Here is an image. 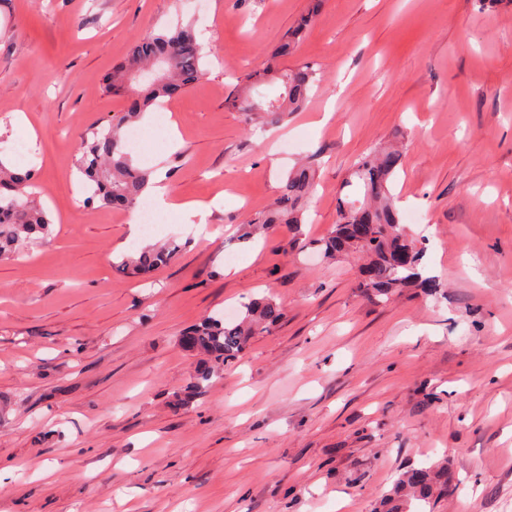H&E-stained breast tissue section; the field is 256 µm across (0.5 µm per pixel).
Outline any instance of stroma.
Returning <instances> with one entry per match:
<instances>
[{"mask_svg": "<svg viewBox=\"0 0 512 512\" xmlns=\"http://www.w3.org/2000/svg\"><path fill=\"white\" fill-rule=\"evenodd\" d=\"M307 0H0V159L25 139L49 244L0 260V512H377L409 468L448 464L414 512H512V0H326L298 55L305 108L263 129L224 107ZM193 24L203 79L170 99L179 136L138 157L175 203L155 234L92 208L82 133L126 109L112 69L151 31ZM404 150L391 185L437 292L369 299L354 256L324 258L353 164ZM312 162L301 229L243 239ZM149 279L114 262L169 240ZM273 296L203 393L183 330Z\"/></svg>", "mask_w": 512, "mask_h": 512, "instance_id": "35a3bbf8", "label": "stroma"}]
</instances>
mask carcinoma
I'll return each mask as SVG.
<instances>
[{
  "mask_svg": "<svg viewBox=\"0 0 512 512\" xmlns=\"http://www.w3.org/2000/svg\"><path fill=\"white\" fill-rule=\"evenodd\" d=\"M322 0H310L307 13L281 37L262 68L238 78L228 104L250 120L274 127L301 111L317 82L321 64L299 60L297 52L312 22L319 15ZM206 53L195 38L191 25H178L168 32L150 33L138 39L126 61L112 70L108 90L131 96L127 111L112 116L108 125L80 137L77 170L89 191L87 203L100 207L136 208L146 191L152 170L134 163L126 143V129L143 113L179 94L206 74ZM278 85L282 91L258 102L253 91L261 85ZM397 148L370 152L354 165L347 185L358 183L363 200H339L338 220L327 238L314 242L323 256L356 252L366 258L359 287L377 301L389 298L394 289L414 284L432 292L436 280L421 273L424 250L410 241L401 226L402 217L393 205L391 183L401 167ZM31 173L0 160V259L11 258L28 245L46 244L51 238V219L44 209L27 197ZM314 189V170L301 165L290 171L271 207L246 220L256 228L274 224L304 223ZM178 246L167 243L130 253L116 263L126 275L148 274L168 264ZM283 319L276 301L264 296L245 305L243 316L226 321L205 318L187 329L182 347L200 356L188 386L199 393L224 365L243 353L252 336L271 331ZM448 489V465L444 462L405 471L385 495L380 512H408L410 499L428 500Z\"/></svg>",
  "mask_w": 512,
  "mask_h": 512,
  "instance_id": "1",
  "label": "carcinoma"
}]
</instances>
